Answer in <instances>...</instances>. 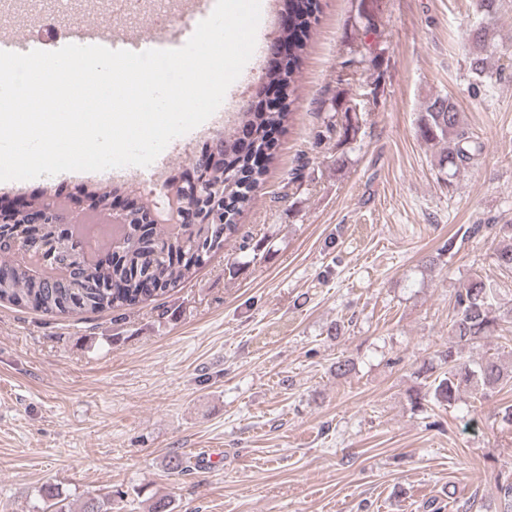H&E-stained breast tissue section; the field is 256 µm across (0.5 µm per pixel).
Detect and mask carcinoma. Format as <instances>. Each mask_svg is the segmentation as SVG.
Wrapping results in <instances>:
<instances>
[{
	"label": "carcinoma",
	"mask_w": 512,
	"mask_h": 512,
	"mask_svg": "<svg viewBox=\"0 0 512 512\" xmlns=\"http://www.w3.org/2000/svg\"><path fill=\"white\" fill-rule=\"evenodd\" d=\"M294 23L280 29L278 39L288 43L290 54L282 66L267 71L264 78L283 89L286 104L293 102L295 78L300 73L304 53L316 29L318 3L314 0H285ZM502 0H472L477 21L467 37L466 63L469 95L479 99L504 77V69L492 70L489 59L497 46L492 42L488 22L495 19ZM377 15L359 0L356 19L365 33L377 30ZM359 100L336 103L325 113L319 137L336 139V147L357 142L360 133ZM291 118L285 107L265 112L250 106L239 113L237 122L224 132V158L202 173L196 190L185 192L178 214L201 215L216 206L224 207L222 224H153L148 221L152 202L126 213L124 223L105 225L96 240L87 238L86 222L68 228L43 224L36 235L22 212L12 216V223L0 224V301L28 307L47 316H69L122 309L162 297L191 279L210 258L224 250V243L239 230V218L255 200V191L267 168L256 172L245 184L239 174L252 166L251 158L263 153L265 134L270 129L284 130ZM417 133L439 151L438 175L448 187L456 177L472 166L483 152V144L467 130L456 102L449 96H437L420 113ZM111 206L105 192L86 201V213L95 220ZM113 248L112 263L97 260L96 253ZM497 265L512 272V242H500L494 250ZM155 282L154 288L140 287V279ZM507 315L501 310L496 289L476 278L455 294L451 322L452 340L438 351V366L425 365L418 371L423 385L409 394L411 409L428 412L429 405L454 406L464 392L487 396L512 381V368L506 369L497 358L484 357L467 362L462 349L494 335ZM441 372H435V369ZM500 498L512 512V473L494 476ZM46 512H73L68 498L58 487L47 484L40 490ZM80 512H112V495L89 496Z\"/></svg>",
	"instance_id": "1"
}]
</instances>
